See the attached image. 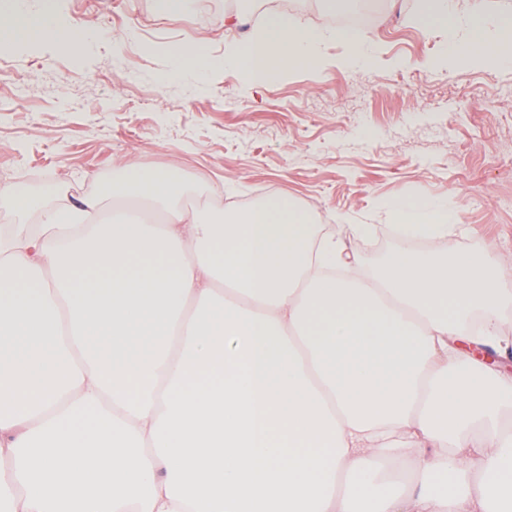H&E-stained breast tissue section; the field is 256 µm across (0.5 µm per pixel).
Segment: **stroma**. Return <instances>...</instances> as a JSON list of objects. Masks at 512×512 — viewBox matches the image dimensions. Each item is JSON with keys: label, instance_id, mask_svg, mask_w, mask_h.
Returning <instances> with one entry per match:
<instances>
[{"label": "stroma", "instance_id": "35a3bbf8", "mask_svg": "<svg viewBox=\"0 0 512 512\" xmlns=\"http://www.w3.org/2000/svg\"><path fill=\"white\" fill-rule=\"evenodd\" d=\"M450 2L463 31L477 14L492 35L512 15V0ZM269 3L250 0L247 22L228 28L224 0H182L174 13L158 0H56L63 23L94 41L79 54L0 41L18 76L0 84V171L50 204L98 192L129 156L233 202L285 195L326 226L375 225L373 245L349 243L363 274L393 245L385 201L434 199L465 233L422 251L482 250L512 283V67L454 64L441 28L395 0L365 30L372 65H343L346 46L329 38L320 64L258 87L225 67L224 47ZM129 20L134 36L114 49ZM199 37L210 67L172 75V45Z\"/></svg>", "mask_w": 512, "mask_h": 512}]
</instances>
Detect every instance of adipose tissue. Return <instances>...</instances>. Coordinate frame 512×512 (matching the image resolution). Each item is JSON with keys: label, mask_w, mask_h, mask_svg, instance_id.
I'll use <instances>...</instances> for the list:
<instances>
[{"label": "adipose tissue", "mask_w": 512, "mask_h": 512, "mask_svg": "<svg viewBox=\"0 0 512 512\" xmlns=\"http://www.w3.org/2000/svg\"><path fill=\"white\" fill-rule=\"evenodd\" d=\"M449 54L448 0H418ZM91 36L54 0L0 6V39ZM322 33L268 11L224 63L260 83L316 62ZM184 182L128 158L116 197L161 221L104 216L105 198L0 226V512H512V376L500 348L512 288L443 203L396 197V246L369 274L283 196L242 210L183 206Z\"/></svg>", "instance_id": "obj_1"}]
</instances>
